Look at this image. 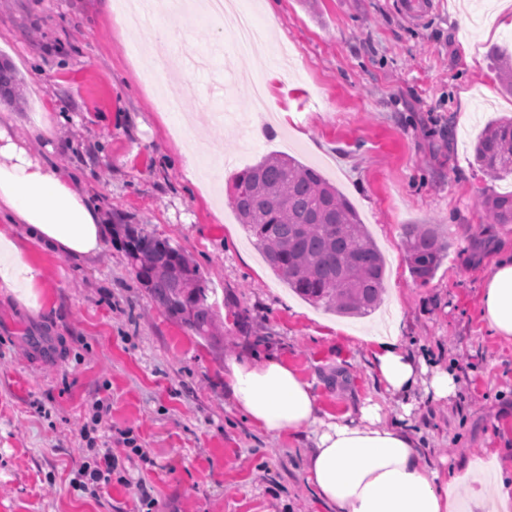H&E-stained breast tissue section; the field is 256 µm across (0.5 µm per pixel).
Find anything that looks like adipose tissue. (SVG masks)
Segmentation results:
<instances>
[{"label":"adipose tissue","mask_w":512,"mask_h":512,"mask_svg":"<svg viewBox=\"0 0 512 512\" xmlns=\"http://www.w3.org/2000/svg\"><path fill=\"white\" fill-rule=\"evenodd\" d=\"M0 217L24 225L44 249L81 261L101 251L99 208L50 159L31 156L0 125ZM41 271L17 239L0 231V290L25 306L39 308ZM481 315L494 336L512 340V252L500 254L484 280ZM374 369L391 394L406 396L422 372H430L433 399L454 395L453 371L426 368L404 347L399 328L370 337ZM224 386L249 422L267 433L306 438L307 480L334 512H458L457 482L421 459L420 443L406 426L379 423L378 407L367 404L358 418H323L310 383L276 358L261 363L230 360ZM465 479L493 498L499 512H512V476L468 464Z\"/></svg>","instance_id":"adipose-tissue-1"}]
</instances>
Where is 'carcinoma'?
<instances>
[{
	"instance_id": "obj_1",
	"label": "carcinoma",
	"mask_w": 512,
	"mask_h": 512,
	"mask_svg": "<svg viewBox=\"0 0 512 512\" xmlns=\"http://www.w3.org/2000/svg\"><path fill=\"white\" fill-rule=\"evenodd\" d=\"M498 76L512 95L511 55L498 59ZM19 96L17 74L0 63V98ZM473 155L493 181L512 174V118L488 124ZM230 201L272 270L298 294L345 316L362 317L376 309L383 258L354 206L318 170L287 154H270L234 176ZM482 205L488 223L512 224L511 192L492 193ZM113 234L155 305L189 332L212 335L208 288L190 259L139 224H117ZM404 239L413 279L428 284L451 243L435 224H407Z\"/></svg>"
}]
</instances>
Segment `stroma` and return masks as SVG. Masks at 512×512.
Listing matches in <instances>:
<instances>
[{
    "label": "stroma",
    "mask_w": 512,
    "mask_h": 512,
    "mask_svg": "<svg viewBox=\"0 0 512 512\" xmlns=\"http://www.w3.org/2000/svg\"><path fill=\"white\" fill-rule=\"evenodd\" d=\"M405 2L241 0L258 27L266 8L279 18L246 79L227 72L235 47L216 21L188 15L173 49L208 64L160 81L140 40L167 16L134 27L120 0H0V55L22 78L0 119L72 173L104 223L139 224L182 249L219 333L192 335L160 310L112 240L78 262L14 226L42 272L41 308L0 292V512H331L306 480L307 439L261 431L236 410L224 388L235 357L285 361L322 415L378 405L420 435L423 462L443 475L471 462L512 470V340L481 317L486 274L512 249V224L486 223L481 201L511 192L512 176L489 180L472 156L485 126L512 115L496 72L512 28L500 0H420L410 16ZM260 79L263 113L251 107ZM159 86L184 113L159 106ZM45 120L52 137L31 135ZM273 152L316 167L358 210L386 262L370 315L301 299L239 224L232 177ZM407 224L438 225L452 243L425 285L408 268ZM395 325L415 357L454 371V397L417 386L407 413L386 392L360 335ZM89 421L118 460L94 494L75 483L93 458L79 434Z\"/></svg>",
    "instance_id": "35a3bbf8"
}]
</instances>
